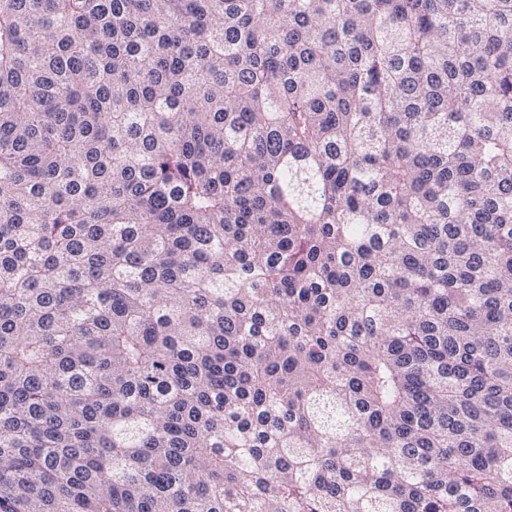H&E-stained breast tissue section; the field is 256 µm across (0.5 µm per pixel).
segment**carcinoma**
<instances>
[{"label": "carcinoma", "instance_id": "1", "mask_svg": "<svg viewBox=\"0 0 512 512\" xmlns=\"http://www.w3.org/2000/svg\"><path fill=\"white\" fill-rule=\"evenodd\" d=\"M0 512H512V0H0Z\"/></svg>", "mask_w": 512, "mask_h": 512}]
</instances>
